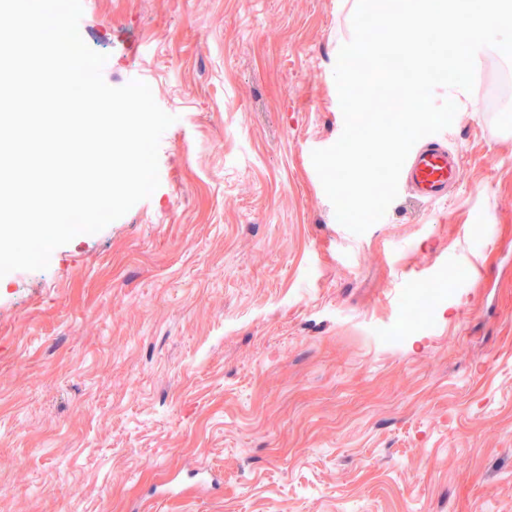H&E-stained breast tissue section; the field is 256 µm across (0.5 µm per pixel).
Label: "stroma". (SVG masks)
Instances as JSON below:
<instances>
[{"label": "stroma", "mask_w": 512, "mask_h": 512, "mask_svg": "<svg viewBox=\"0 0 512 512\" xmlns=\"http://www.w3.org/2000/svg\"><path fill=\"white\" fill-rule=\"evenodd\" d=\"M356 4L82 0L104 81L142 73L175 121L150 197L0 278V512H512V62L434 91L447 199L353 234L309 150L344 125ZM199 464L222 493L152 499ZM411 293L413 294V305L422 306L421 315L414 321V327L418 330L431 322L436 300L429 288H413Z\"/></svg>", "instance_id": "obj_1"}]
</instances>
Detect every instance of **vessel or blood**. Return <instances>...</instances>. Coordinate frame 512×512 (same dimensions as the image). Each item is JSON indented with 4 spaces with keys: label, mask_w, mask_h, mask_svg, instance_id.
Returning <instances> with one entry per match:
<instances>
[{
    "label": "vessel or blood",
    "mask_w": 512,
    "mask_h": 512,
    "mask_svg": "<svg viewBox=\"0 0 512 512\" xmlns=\"http://www.w3.org/2000/svg\"><path fill=\"white\" fill-rule=\"evenodd\" d=\"M459 156L448 149V134L440 132L420 139L411 149L400 174L401 186L410 188L423 202L436 203L457 182Z\"/></svg>",
    "instance_id": "1"
}]
</instances>
